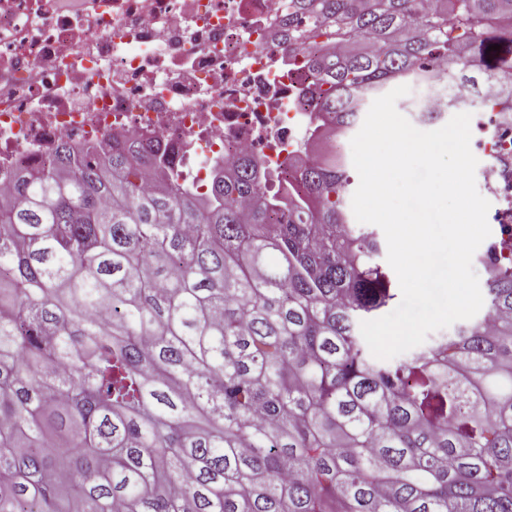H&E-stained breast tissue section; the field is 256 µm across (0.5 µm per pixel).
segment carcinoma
I'll list each match as a JSON object with an SVG mask.
<instances>
[{
	"instance_id": "obj_1",
	"label": "carcinoma",
	"mask_w": 512,
	"mask_h": 512,
	"mask_svg": "<svg viewBox=\"0 0 512 512\" xmlns=\"http://www.w3.org/2000/svg\"><path fill=\"white\" fill-rule=\"evenodd\" d=\"M289 9L333 130L434 66L423 121H512V0ZM157 153L62 142L0 195V512H512V241L482 260L487 319L380 360L360 322L393 280L345 156L290 203L248 156L197 199Z\"/></svg>"
}]
</instances>
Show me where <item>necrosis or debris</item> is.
Instances as JSON below:
<instances>
[{"instance_id": "4bbe7bcc", "label": "necrosis or debris", "mask_w": 512, "mask_h": 512, "mask_svg": "<svg viewBox=\"0 0 512 512\" xmlns=\"http://www.w3.org/2000/svg\"><path fill=\"white\" fill-rule=\"evenodd\" d=\"M0 0V191L82 148L150 138L198 195L249 153L262 170L320 160L333 136L282 39L287 0Z\"/></svg>"}]
</instances>
